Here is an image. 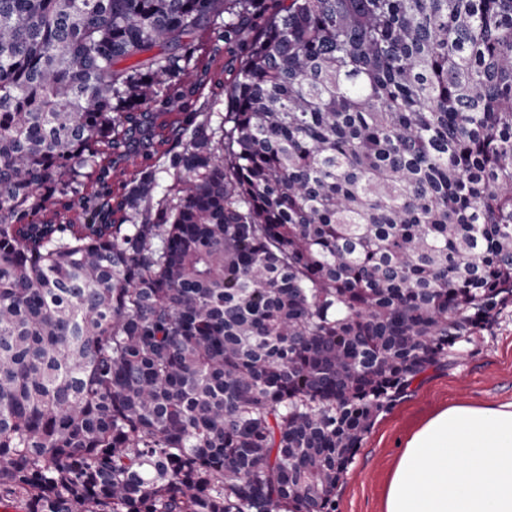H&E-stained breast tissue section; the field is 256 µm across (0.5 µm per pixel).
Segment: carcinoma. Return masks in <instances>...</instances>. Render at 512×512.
<instances>
[{
  "instance_id": "1",
  "label": "carcinoma",
  "mask_w": 512,
  "mask_h": 512,
  "mask_svg": "<svg viewBox=\"0 0 512 512\" xmlns=\"http://www.w3.org/2000/svg\"><path fill=\"white\" fill-rule=\"evenodd\" d=\"M508 304L512 0H0V501L335 512Z\"/></svg>"
}]
</instances>
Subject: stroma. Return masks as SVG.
<instances>
[{
	"label": "stroma",
	"mask_w": 512,
	"mask_h": 512,
	"mask_svg": "<svg viewBox=\"0 0 512 512\" xmlns=\"http://www.w3.org/2000/svg\"><path fill=\"white\" fill-rule=\"evenodd\" d=\"M512 399V305L474 329L447 365L428 370L381 413L336 490V512H382L386 476L399 443L423 418L450 403Z\"/></svg>",
	"instance_id": "obj_1"
}]
</instances>
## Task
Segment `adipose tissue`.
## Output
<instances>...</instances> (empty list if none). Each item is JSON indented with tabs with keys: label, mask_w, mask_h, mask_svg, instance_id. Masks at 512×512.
<instances>
[{
	"label": "adipose tissue",
	"mask_w": 512,
	"mask_h": 512,
	"mask_svg": "<svg viewBox=\"0 0 512 512\" xmlns=\"http://www.w3.org/2000/svg\"><path fill=\"white\" fill-rule=\"evenodd\" d=\"M382 512H512V401L423 420L402 442Z\"/></svg>",
	"instance_id": "1"
}]
</instances>
